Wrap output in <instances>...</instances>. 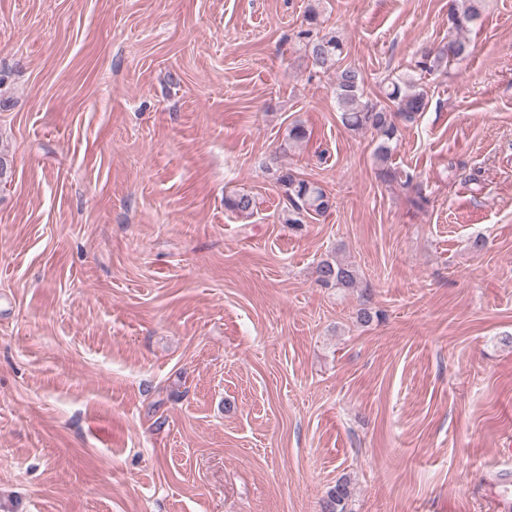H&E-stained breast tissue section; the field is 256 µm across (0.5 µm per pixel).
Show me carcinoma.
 Returning <instances> with one entry per match:
<instances>
[{"label": "carcinoma", "instance_id": "obj_1", "mask_svg": "<svg viewBox=\"0 0 512 512\" xmlns=\"http://www.w3.org/2000/svg\"><path fill=\"white\" fill-rule=\"evenodd\" d=\"M482 0H464L458 7H448L447 46L437 53L422 52L416 61L415 75L399 77L385 87L388 105L373 102L365 96V80L360 71L352 66H341L343 44L334 35L320 34L317 30L319 12L317 6H308L305 27L297 37L305 42L312 65L336 74V101L342 124L354 131L372 130L377 134L375 157L380 162L381 174L386 182L402 181V172L387 166L391 155V143L397 137V120L410 123L424 112L427 106L426 92L420 88L422 75L429 74L456 58L469 54V45L463 32L481 15ZM276 182L285 203L287 224L298 226L311 215L322 216L333 206L330 195L319 184L302 178L291 168L278 170ZM225 205L243 217L253 212V199L248 194H238L225 200ZM318 282L325 288H357L362 284L359 270L349 262L325 260L318 266ZM352 497L351 480L340 477L326 493L321 512H350Z\"/></svg>", "mask_w": 512, "mask_h": 512}]
</instances>
